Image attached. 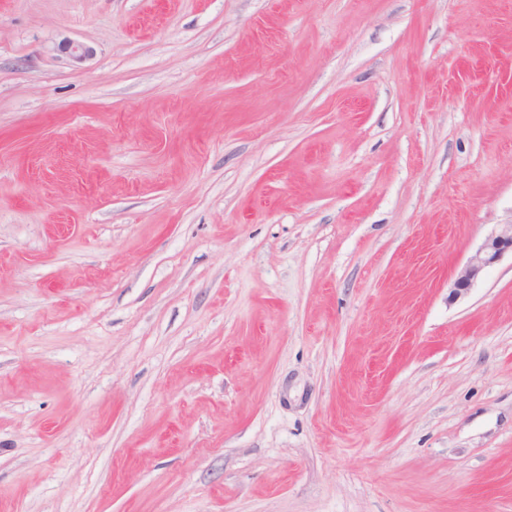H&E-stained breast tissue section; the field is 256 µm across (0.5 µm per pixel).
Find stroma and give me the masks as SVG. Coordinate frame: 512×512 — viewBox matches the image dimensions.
Returning <instances> with one entry per match:
<instances>
[{
  "label": "stroma",
  "mask_w": 512,
  "mask_h": 512,
  "mask_svg": "<svg viewBox=\"0 0 512 512\" xmlns=\"http://www.w3.org/2000/svg\"><path fill=\"white\" fill-rule=\"evenodd\" d=\"M511 222L512 0H0V512H512ZM512 253V224H505L501 232L492 234L481 244L457 272L450 288L449 300L458 301L481 279L487 267L497 262L505 253Z\"/></svg>",
  "instance_id": "35a3bbf8"
}]
</instances>
